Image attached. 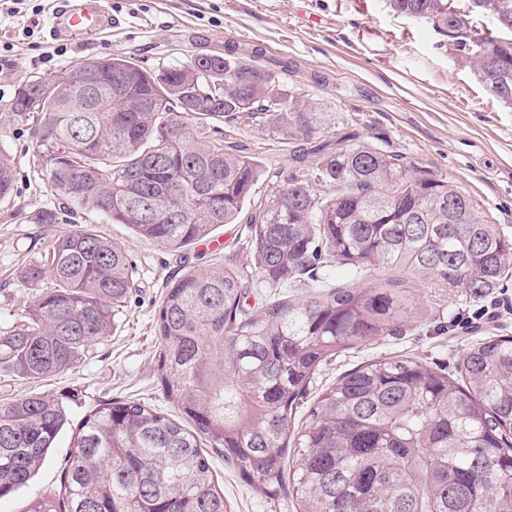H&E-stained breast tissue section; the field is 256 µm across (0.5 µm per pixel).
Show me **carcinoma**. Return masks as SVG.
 <instances>
[{"mask_svg": "<svg viewBox=\"0 0 512 512\" xmlns=\"http://www.w3.org/2000/svg\"><path fill=\"white\" fill-rule=\"evenodd\" d=\"M389 8L459 32L454 55L499 101L512 105V47L484 44L512 28V0H387ZM229 45L179 65L145 68L124 54L90 57L21 83L3 106L32 123L27 151L53 195L178 251L225 224L248 225L254 274L221 264L167 283L153 328L157 371L177 422L137 401L83 418L63 470L62 499L40 494L24 512H225L203 442L258 494L276 497L289 449L297 512H512V336L470 342L455 371L408 355L343 374L292 420L312 379L339 353L389 336L406 295L330 285L326 269L356 281L397 271L465 301L509 275L512 238L486 223L454 184L396 151L329 122L319 103L288 90ZM88 69V97L62 79ZM37 100L41 111L28 112ZM247 114L275 140H292L288 168L269 172L226 144L224 127ZM15 166L0 152V202ZM460 223H448V202ZM67 206L35 224L69 223ZM22 281L52 286L0 328V363L42 379L72 368L112 335L135 288L134 265L110 239L77 227L53 241ZM311 289L303 300L284 289ZM267 289L260 309L248 306ZM68 424L63 402L29 394L0 405V498L25 486Z\"/></svg>", "mask_w": 512, "mask_h": 512, "instance_id": "1", "label": "carcinoma"}]
</instances>
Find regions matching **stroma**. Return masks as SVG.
Wrapping results in <instances>:
<instances>
[{"mask_svg":"<svg viewBox=\"0 0 512 512\" xmlns=\"http://www.w3.org/2000/svg\"><path fill=\"white\" fill-rule=\"evenodd\" d=\"M57 5L58 0H26L22 13L0 14V105L25 78L51 77L88 57L123 53L145 66L176 65L223 52L230 41L244 58L260 48L268 57L292 63L285 86L308 94L330 119L348 121L365 140L448 178L487 223L512 238V108L459 67L429 25L395 14L386 0H102L114 25L83 43L51 39L48 26ZM49 44L58 55L45 56ZM230 135L243 154L269 169L287 164L293 149L288 141H269L245 114L231 125ZM30 139L29 124L0 120V150L16 162L15 199L0 206L2 325L19 318L24 296L49 287L46 279L22 282L19 273L35 265L65 230L61 224L30 221L54 199L27 151ZM76 220L128 253L136 268L135 287L111 336L73 368L29 379L0 367V403L42 393L62 399L70 418L48 462L26 487L0 499V512H24L31 497L60 491L77 425L98 404L137 400L179 418L158 383L160 341L152 318L163 287L169 278L206 272L216 262L242 272L252 268L243 224L224 225L210 239L172 251L92 211H79ZM404 288L408 300L396 335L347 350L323 365L297 410L296 426L305 425L309 407L340 375L360 364L408 354L452 367L474 337L512 336V278L471 304L411 281ZM212 464L226 512H295L293 487L265 499L221 455H213Z\"/></svg>","mask_w":512,"mask_h":512,"instance_id":"stroma-1","label":"stroma"}]
</instances>
